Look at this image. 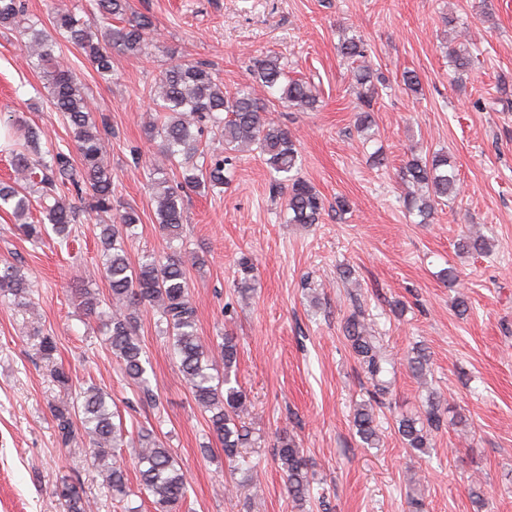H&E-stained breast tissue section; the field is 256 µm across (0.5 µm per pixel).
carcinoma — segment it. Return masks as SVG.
<instances>
[{"mask_svg": "<svg viewBox=\"0 0 512 512\" xmlns=\"http://www.w3.org/2000/svg\"><path fill=\"white\" fill-rule=\"evenodd\" d=\"M128 0H87L85 14L78 16L69 8L57 5L51 15L52 31L37 28L27 17L24 0H0V25L14 30L28 54L32 67L39 70L50 93L51 102L66 120L73 133L74 151L80 169L71 163V154L46 143L30 126L19 127L20 137L10 148L16 177L0 183V207L9 209L20 220L40 208L38 223L20 225L24 236L35 244L49 237L62 246L72 235L77 206L67 200L79 201L85 194L94 200L93 209L99 217L101 263L97 271L108 282V310H99L101 300L88 288L76 293L79 305L88 316L102 319L106 345L121 365L124 376L140 390L143 398L155 396L147 377L148 359L139 337L138 328L143 312L155 308L160 314V332L165 335L175 357L179 372L190 389L197 406L208 414L209 429L224 447V454L249 464L242 448L249 444V432L241 425L249 413L251 401L237 384H232L230 372L237 363L238 348L232 336L222 337L215 346L207 344L198 334L196 309L190 298L189 268L203 263L192 252L173 254L161 261L144 255L132 264L125 240L140 222L134 209L119 214L112 223V170L104 159L105 145L89 97L82 91L77 76L57 60L56 40L59 33L66 41L84 52L99 76L106 80L112 75V52L145 54L149 48L148 34L153 22L146 15L127 16ZM115 18L122 25L112 27ZM340 53L351 63L353 77L360 87L361 111L355 121L358 134L366 141L373 138V102L385 79L366 65L368 46L356 36H342ZM456 81H461L471 68V56L465 50L449 54ZM255 83L271 96L299 110L316 103L314 86L299 78L288 77L286 65L277 55L253 59ZM158 107L157 121L149 136L159 140L160 161L153 167L152 195L156 216L168 241L183 237L184 193L192 188L222 186L232 158L207 156L201 149L204 133L224 140L234 153L256 152L277 175L271 185L274 193L288 189V223L316 224L324 202L319 192L300 176L299 151L288 129L267 117L266 104L255 96L252 86L233 93L224 92L221 78L202 62L182 61L170 65L160 76L153 90ZM199 155L202 164L181 172L182 181L172 184L169 171L177 158ZM406 192L402 204L406 212L419 217V223L430 224L438 206L453 202L459 194L456 165L446 151L430 155L413 154L401 169ZM490 243L485 236L466 234L458 243L463 253H485ZM238 292L248 297L254 290L253 263L243 258L239 262ZM31 294V282L20 267L0 266V297L24 299ZM345 336L373 383L372 401L356 406L353 426L362 441L370 446L377 440L376 415L373 403L388 393L385 375L391 372L392 361L366 326L361 305H353L346 317ZM429 355L426 348L415 347L408 366L413 375H424ZM224 367V378L214 376L218 365ZM52 378L62 398L49 405L58 440L67 445L81 437L88 444L92 464L103 476L112 498L120 503L132 495L126 468L115 460V453L130 447V457L137 473L140 491L152 499L157 512H177L186 501V474L173 456L172 449L151 429L137 433L128 431L121 414L112 409L111 397L91 384L80 391L81 402L69 400L72 378L63 367L52 371ZM440 399L429 397L424 415L403 416L397 431L405 447L425 454L430 448L431 432L440 427ZM277 456L286 475L288 496L302 504L310 495V480L306 463L293 439L279 438ZM55 494L65 512H89L80 486L62 478Z\"/></svg>", "mask_w": 512, "mask_h": 512, "instance_id": "cac0c4a2", "label": "carcinoma"}]
</instances>
